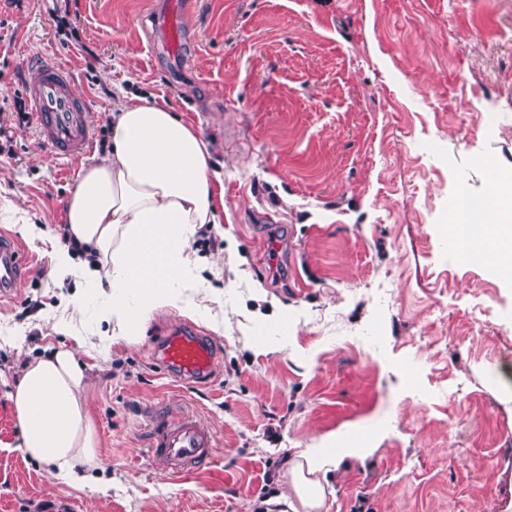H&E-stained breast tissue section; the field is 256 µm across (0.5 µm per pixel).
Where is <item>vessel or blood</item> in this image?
<instances>
[{
  "label": "vessel or blood",
  "instance_id": "obj_1",
  "mask_svg": "<svg viewBox=\"0 0 512 512\" xmlns=\"http://www.w3.org/2000/svg\"><path fill=\"white\" fill-rule=\"evenodd\" d=\"M183 0H168L163 38L170 56L183 51ZM26 95L36 116L41 139L57 154L78 158L92 142L87 118L88 97L81 92L68 64L40 62L28 70ZM23 255L12 239L0 237V295L10 294L22 276ZM158 364L181 379L204 384L215 375L218 352L202 332L180 326L171 329L156 349ZM213 446L210 430L200 421L184 417L166 425L153 447L156 458L173 473L189 474L205 461Z\"/></svg>",
  "mask_w": 512,
  "mask_h": 512
}]
</instances>
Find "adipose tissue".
Returning <instances> with one entry per match:
<instances>
[{
	"label": "adipose tissue",
	"instance_id": "1",
	"mask_svg": "<svg viewBox=\"0 0 512 512\" xmlns=\"http://www.w3.org/2000/svg\"><path fill=\"white\" fill-rule=\"evenodd\" d=\"M111 146L81 168L66 208L72 244L56 247L51 272L97 290L103 304L100 343H134L161 310L194 309L202 287L194 238L218 224L215 187L221 178L203 134L166 104L142 96L118 102ZM490 209L454 215L450 234L465 264L491 263L500 242ZM87 381L74 353L56 350L29 361L8 391L24 455L67 485L104 490Z\"/></svg>",
	"mask_w": 512,
	"mask_h": 512
}]
</instances>
